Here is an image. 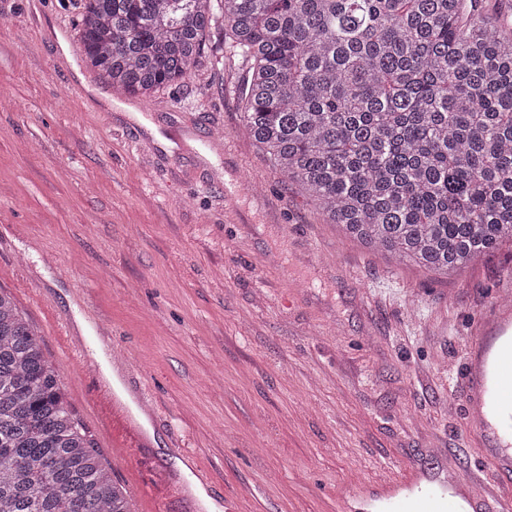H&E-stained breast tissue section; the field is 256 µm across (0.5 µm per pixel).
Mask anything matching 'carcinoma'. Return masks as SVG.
Returning <instances> with one entry per match:
<instances>
[{"label":"carcinoma","mask_w":512,"mask_h":512,"mask_svg":"<svg viewBox=\"0 0 512 512\" xmlns=\"http://www.w3.org/2000/svg\"><path fill=\"white\" fill-rule=\"evenodd\" d=\"M258 151L331 224L446 273L512 239V27L484 0H81L83 60L140 100L212 24ZM0 512H131L0 289Z\"/></svg>","instance_id":"1"}]
</instances>
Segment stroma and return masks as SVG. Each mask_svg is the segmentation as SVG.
I'll use <instances>...</instances> for the list:
<instances>
[{
  "label": "stroma",
  "instance_id": "obj_1",
  "mask_svg": "<svg viewBox=\"0 0 512 512\" xmlns=\"http://www.w3.org/2000/svg\"><path fill=\"white\" fill-rule=\"evenodd\" d=\"M41 2L0 0V289L132 512H334L351 479L410 470L512 512L468 377L477 320L512 301V242L447 276L367 250L254 146L222 30L135 118L82 61L80 0ZM239 181L259 196L225 202ZM99 321L149 397L145 447L107 423ZM178 448L191 498L160 478Z\"/></svg>",
  "mask_w": 512,
  "mask_h": 512
}]
</instances>
